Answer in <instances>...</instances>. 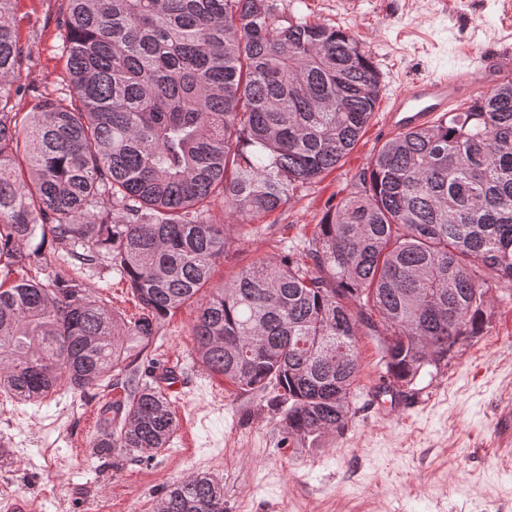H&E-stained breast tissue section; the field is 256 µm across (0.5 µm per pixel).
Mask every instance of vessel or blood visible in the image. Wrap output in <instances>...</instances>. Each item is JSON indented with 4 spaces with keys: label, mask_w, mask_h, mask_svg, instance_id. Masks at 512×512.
Listing matches in <instances>:
<instances>
[{
    "label": "vessel or blood",
    "mask_w": 512,
    "mask_h": 512,
    "mask_svg": "<svg viewBox=\"0 0 512 512\" xmlns=\"http://www.w3.org/2000/svg\"><path fill=\"white\" fill-rule=\"evenodd\" d=\"M510 75L512 56L506 54L465 69L412 81L389 100L384 125L401 132L430 124Z\"/></svg>",
    "instance_id": "obj_1"
}]
</instances>
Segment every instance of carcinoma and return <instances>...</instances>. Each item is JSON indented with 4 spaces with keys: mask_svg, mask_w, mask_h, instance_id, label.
I'll use <instances>...</instances> for the list:
<instances>
[{
    "mask_svg": "<svg viewBox=\"0 0 512 512\" xmlns=\"http://www.w3.org/2000/svg\"><path fill=\"white\" fill-rule=\"evenodd\" d=\"M13 2L0 0V391L99 388L193 307L201 366L243 392L274 387L282 427L314 447L350 417L362 331L380 337L388 389L482 332L478 269L512 282V81L384 142L317 225L310 262L259 259L215 285L230 237L212 206L262 217L335 169L379 101L370 55L273 0H67L65 86L21 117ZM102 256L138 302L130 323L57 275ZM177 428L168 394L143 384L88 445L151 452ZM153 512H225L224 488L191 475Z\"/></svg>",
    "mask_w": 512,
    "mask_h": 512,
    "instance_id": "cac0c4a2",
    "label": "carcinoma"
}]
</instances>
